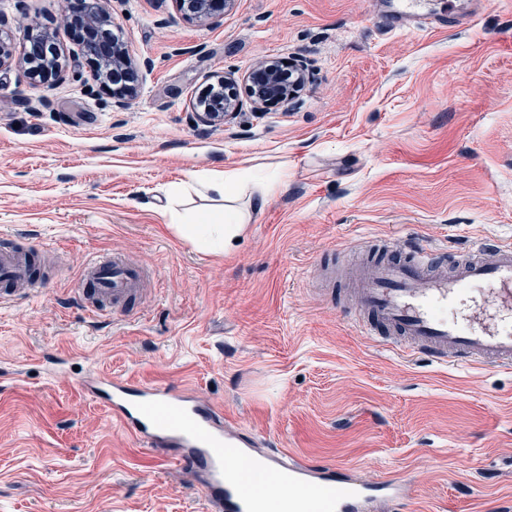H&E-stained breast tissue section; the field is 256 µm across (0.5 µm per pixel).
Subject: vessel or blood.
<instances>
[{"mask_svg": "<svg viewBox=\"0 0 512 512\" xmlns=\"http://www.w3.org/2000/svg\"><path fill=\"white\" fill-rule=\"evenodd\" d=\"M426 5V0H394L393 28L411 29L425 18L433 28L446 27L448 16L429 17ZM436 256L431 246L418 244L399 259L377 258L356 269L350 286L363 312L358 327L367 334L384 329L403 353L424 351L444 365L511 369L512 245H475L449 273L434 270ZM81 281L86 288L79 300L90 314L117 315L141 295L143 271L118 253L93 256L83 262ZM39 283L28 245L0 239V299L28 295ZM81 386L132 437L177 449L176 463L203 476L209 512H263V498L232 474L249 461L229 439L231 421L222 410L186 388L133 384L104 372ZM267 460L287 472L281 496L293 512H309L299 502L303 488L318 494L322 512H379L401 496L394 478L367 483L348 467L285 453Z\"/></svg>", "mask_w": 512, "mask_h": 512, "instance_id": "vessel-or-blood-1", "label": "vessel or blood"}]
</instances>
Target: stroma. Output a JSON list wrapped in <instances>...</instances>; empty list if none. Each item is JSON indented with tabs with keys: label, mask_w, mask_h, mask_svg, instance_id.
<instances>
[{
	"label": "stroma",
	"mask_w": 512,
	"mask_h": 512,
	"mask_svg": "<svg viewBox=\"0 0 512 512\" xmlns=\"http://www.w3.org/2000/svg\"><path fill=\"white\" fill-rule=\"evenodd\" d=\"M391 0H234L216 24L173 0H108L140 61L118 107L65 0H0L1 31L53 33L59 78L0 70V235L61 253L38 291L0 303V512H205L169 447L129 436L78 384L94 371L189 386L238 436L362 479H406L390 512H512V369L445 366L361 335L316 269L415 241L442 264L512 243V0H430L447 29L387 24ZM298 59L296 98L207 124L195 100L231 72ZM213 172L282 173L221 255L173 216L220 213ZM119 252L147 299L89 316L81 262Z\"/></svg>",
	"instance_id": "obj_1"
}]
</instances>
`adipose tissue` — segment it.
Masks as SVG:
<instances>
[{"label":"adipose tissue","instance_id":"adipose-tissue-1","mask_svg":"<svg viewBox=\"0 0 512 512\" xmlns=\"http://www.w3.org/2000/svg\"><path fill=\"white\" fill-rule=\"evenodd\" d=\"M239 183L235 178L224 177L212 183L211 188L226 202L223 213L201 212L179 224L178 231L183 238L211 253L221 254L231 246L235 237L241 235L250 222L247 211L233 207L238 194Z\"/></svg>","mask_w":512,"mask_h":512}]
</instances>
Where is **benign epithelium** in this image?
Returning a JSON list of instances; mask_svg holds the SVG:
<instances>
[{
  "label": "benign epithelium",
  "instance_id": "1",
  "mask_svg": "<svg viewBox=\"0 0 512 512\" xmlns=\"http://www.w3.org/2000/svg\"><path fill=\"white\" fill-rule=\"evenodd\" d=\"M107 0H69L68 16L88 26V35L82 43L83 55L97 62L103 77L118 71L135 72L134 62L128 50L107 38L112 26V15L105 8ZM233 0H175L184 20L196 23H213L224 14V10ZM40 52L37 38L23 48L22 57L15 58V47L11 40L0 38V68L30 63L33 56ZM303 71L299 64L288 65L276 62L261 65L253 69L246 78L250 100L256 109L270 104L286 102L297 93ZM237 79L226 74L219 77L217 84L206 97L200 98L196 108L201 110L202 118L207 122H228L238 110Z\"/></svg>",
  "mask_w": 512,
  "mask_h": 512
}]
</instances>
